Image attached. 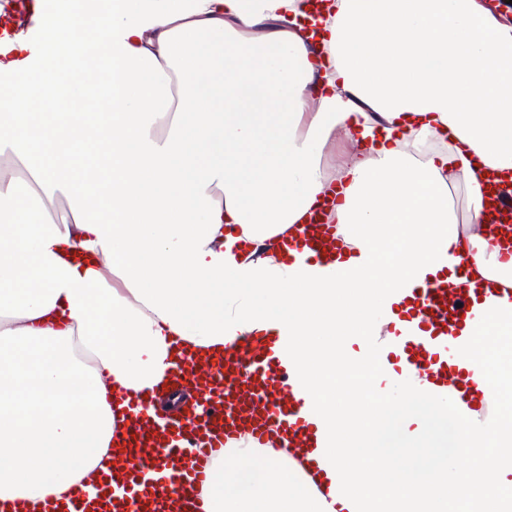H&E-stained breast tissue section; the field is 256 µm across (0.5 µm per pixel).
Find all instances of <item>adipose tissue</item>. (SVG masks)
<instances>
[{
  "instance_id": "ef3b65f1",
  "label": "adipose tissue",
  "mask_w": 512,
  "mask_h": 512,
  "mask_svg": "<svg viewBox=\"0 0 512 512\" xmlns=\"http://www.w3.org/2000/svg\"><path fill=\"white\" fill-rule=\"evenodd\" d=\"M303 15L55 0L40 44L0 38L1 500L76 494L111 461L114 393L168 408L176 349L266 333L336 489L246 437L214 457L203 512H512V256L478 175L512 172V18L330 0L314 36ZM332 194L346 251L287 257L278 237ZM442 276L481 316L449 344L495 416L388 360L398 309Z\"/></svg>"
}]
</instances>
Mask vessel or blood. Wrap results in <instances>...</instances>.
Here are the masks:
<instances>
[{
    "label": "vessel or blood",
    "instance_id": "vessel-or-blood-1",
    "mask_svg": "<svg viewBox=\"0 0 512 512\" xmlns=\"http://www.w3.org/2000/svg\"><path fill=\"white\" fill-rule=\"evenodd\" d=\"M494 176L480 188L495 218L492 235L512 245V201L498 195ZM288 248L304 247L313 258L339 248L327 207L316 209L289 234ZM416 326L401 337L408 364L436 369L442 380L439 398L471 403L467 372L448 346L451 327L479 316L466 291L433 282L411 291ZM193 383L197 398L178 417L151 409L148 399L122 394L112 408L124 418L113 436L112 467L87 478L86 489L71 498L46 503L44 512H202L198 490L207 477L212 450L235 447L242 433L258 445L279 439L286 448L307 449L314 425L301 413L270 337H246L207 353L184 354L173 363L170 382Z\"/></svg>",
    "mask_w": 512,
    "mask_h": 512
}]
</instances>
